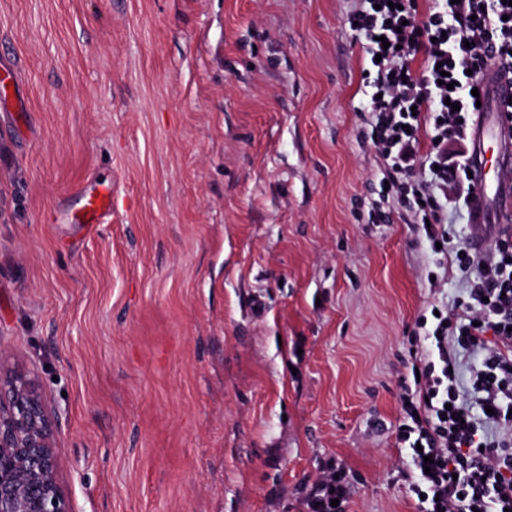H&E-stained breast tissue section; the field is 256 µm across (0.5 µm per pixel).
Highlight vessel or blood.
Returning <instances> with one entry per match:
<instances>
[{"label": "vessel or blood", "mask_w": 512, "mask_h": 512, "mask_svg": "<svg viewBox=\"0 0 512 512\" xmlns=\"http://www.w3.org/2000/svg\"><path fill=\"white\" fill-rule=\"evenodd\" d=\"M479 80L485 103L471 127L472 152L469 170L473 175V224L469 248L481 253L486 239L512 222V183L491 179L487 169L488 151H495L499 165L512 163V124L504 120L501 106L512 99V78L504 76L496 64H488ZM82 205L69 223L84 225L88 233H96L112 212V185L98 182L82 188Z\"/></svg>", "instance_id": "vessel-or-blood-1"}]
</instances>
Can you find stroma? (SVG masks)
Here are the masks:
<instances>
[{"label":"stroma","mask_w":512,"mask_h":512,"mask_svg":"<svg viewBox=\"0 0 512 512\" xmlns=\"http://www.w3.org/2000/svg\"><path fill=\"white\" fill-rule=\"evenodd\" d=\"M361 6L0 0V345L59 416L74 512H303L332 458L346 512H420L415 321L473 275L385 186ZM95 173L90 237L64 212ZM82 205L79 213L67 216L70 224H82L94 234L112 213V182H98L79 189Z\"/></svg>","instance_id":"1"}]
</instances>
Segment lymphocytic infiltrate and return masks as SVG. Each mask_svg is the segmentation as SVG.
Segmentation results:
<instances>
[{
  "label": "lymphocytic infiltrate",
  "instance_id": "f902f5d3",
  "mask_svg": "<svg viewBox=\"0 0 512 512\" xmlns=\"http://www.w3.org/2000/svg\"><path fill=\"white\" fill-rule=\"evenodd\" d=\"M369 2L354 19L366 54L378 59L372 140L399 175L396 191L414 201L425 238L444 244L448 227L434 207L456 181L448 144L470 133L475 75L488 58L512 74V5L453 0L420 22L417 0ZM418 52L424 62L416 70L410 61ZM427 117L434 142L426 151L421 132ZM423 156L433 167L431 178L412 181ZM455 259L459 269L477 276L465 313L440 310L425 334L429 346L413 364L417 399L406 408L410 423L399 430L416 470L410 490L426 512H512V240H497L479 256L459 251ZM470 346L483 353L472 374L480 395L477 417L464 404L455 372ZM346 475L342 464L328 463L304 500L306 512H345Z\"/></svg>",
  "mask_w": 512,
  "mask_h": 512
}]
</instances>
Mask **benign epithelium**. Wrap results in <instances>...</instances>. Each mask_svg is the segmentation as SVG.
<instances>
[{"label": "benign epithelium", "instance_id": "obj_1", "mask_svg": "<svg viewBox=\"0 0 512 512\" xmlns=\"http://www.w3.org/2000/svg\"><path fill=\"white\" fill-rule=\"evenodd\" d=\"M57 431L37 379L0 370V512H73L59 480Z\"/></svg>", "mask_w": 512, "mask_h": 512}]
</instances>
